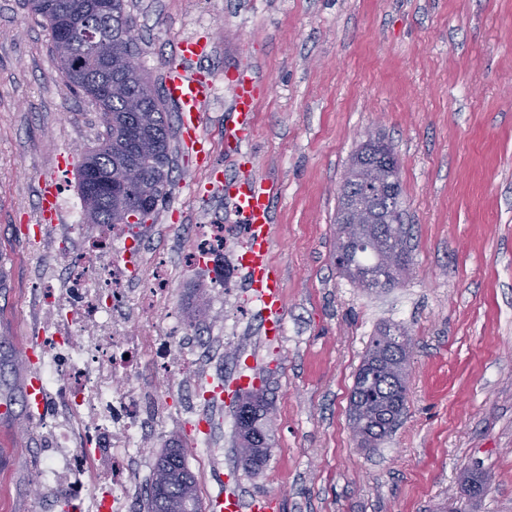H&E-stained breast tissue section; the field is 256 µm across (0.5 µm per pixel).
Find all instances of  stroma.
<instances>
[{"label":"stroma","mask_w":512,"mask_h":512,"mask_svg":"<svg viewBox=\"0 0 512 512\" xmlns=\"http://www.w3.org/2000/svg\"><path fill=\"white\" fill-rule=\"evenodd\" d=\"M139 54L154 83L186 37L209 41L202 67L206 154L173 136V185L145 233L173 263L169 309L195 311L198 335L241 321L224 354L216 415L194 413L152 436L150 459L179 444L201 499L224 487L278 496L283 512H512V0H129ZM261 91L255 129L224 143L235 114L227 74ZM399 164L401 220L411 258L395 287L368 292L336 269L338 187L367 130ZM102 130L98 108L67 86L41 18L0 0V398L14 415L0 446V512H59L37 475L56 403L29 416L20 349L45 324L32 288L66 287L67 256L100 225L41 224V181L82 203L76 168ZM273 181V261L282 272L288 335L268 339L234 244L190 267L178 226L224 224L244 235L211 177L240 178L236 152ZM404 327L413 348L405 414L374 447L348 417L355 374L377 331ZM264 381L270 457L235 459L233 384ZM215 433L223 459L199 469L196 439ZM490 473L480 497L463 475Z\"/></svg>","instance_id":"obj_1"}]
</instances>
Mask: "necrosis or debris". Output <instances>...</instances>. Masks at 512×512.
I'll return each mask as SVG.
<instances>
[{
  "instance_id": "1",
  "label": "necrosis or debris",
  "mask_w": 512,
  "mask_h": 512,
  "mask_svg": "<svg viewBox=\"0 0 512 512\" xmlns=\"http://www.w3.org/2000/svg\"><path fill=\"white\" fill-rule=\"evenodd\" d=\"M139 234L127 226L89 242L69 260L70 288L38 287L50 310L40 368L54 401L67 406L49 427L40 478L77 500L79 512H131V478L147 466L152 434L173 417L166 395L140 379L144 358L165 379L202 388L201 359L179 323L153 336H131L121 326L126 306L154 312L170 297L164 256L142 254L123 265L111 259ZM143 263L152 269L144 284Z\"/></svg>"
}]
</instances>
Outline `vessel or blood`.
<instances>
[{
	"mask_svg": "<svg viewBox=\"0 0 512 512\" xmlns=\"http://www.w3.org/2000/svg\"><path fill=\"white\" fill-rule=\"evenodd\" d=\"M207 53V46L195 40L181 41L164 75L165 97L176 108L183 140L191 148L203 144L200 129L205 107L214 90L210 76L198 67L199 61ZM233 90L236 118L232 126L225 128L224 138L237 142L246 140L254 131L258 94L254 79L247 75L237 78ZM276 193L273 184L252 176L224 187V196L237 222L244 224L247 229L239 262L246 272L249 287L260 303L264 332L270 338L281 334L285 315L280 272L272 260L275 232L271 204ZM56 194L55 185L42 184L40 200L45 222L53 223L59 219ZM22 396L27 412L42 410L46 389L35 372L27 373ZM206 509L207 512H282V503L271 495L246 501L237 491L227 489L212 496Z\"/></svg>",
	"mask_w": 512,
	"mask_h": 512,
	"instance_id": "obj_1",
	"label": "vessel or blood"
}]
</instances>
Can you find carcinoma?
Segmentation results:
<instances>
[{
	"label": "carcinoma",
	"mask_w": 512,
	"mask_h": 512,
	"mask_svg": "<svg viewBox=\"0 0 512 512\" xmlns=\"http://www.w3.org/2000/svg\"><path fill=\"white\" fill-rule=\"evenodd\" d=\"M95 0H38L35 15L42 18L50 33L60 30L79 31L91 22L112 51V63L103 53L87 50L77 44L72 48L71 64H60L64 80L81 90L98 105L104 130L95 146L83 153L82 165L112 175L108 190L95 195L77 181L79 195L89 224H124V213L134 205L141 206L140 223L155 213L157 204L171 185V127L166 100L160 90L150 86L145 77L126 75L122 60L131 51H139L136 18L127 10L126 0H112V14L100 16ZM137 98L151 111L150 122L142 126L138 113L129 108V100ZM397 161L391 145L377 148L365 142L353 156L349 172H357L360 164L383 167ZM343 197H338L336 249L342 250L346 262L336 266L340 274L367 291L377 292L378 277H385V287L392 288L409 264L402 234L389 237V225L377 224L372 237L356 245L341 223ZM385 244L398 251L403 266L391 272L380 268L382 255L378 249L380 236ZM406 332L384 326L372 337L356 372L350 395V423L365 421L367 447L384 437L394 425V418L404 413L407 392V363L402 356L401 340ZM238 427L239 459L246 470H257L268 458L269 406L262 390L249 391L235 415ZM164 493L166 512H202V504L194 475L185 464L182 449L171 448L155 465L146 493L143 510L159 508V493Z\"/></svg>",
	"instance_id": "obj_1"
}]
</instances>
